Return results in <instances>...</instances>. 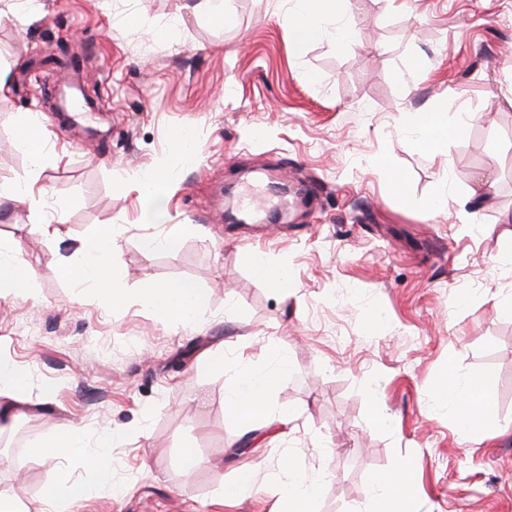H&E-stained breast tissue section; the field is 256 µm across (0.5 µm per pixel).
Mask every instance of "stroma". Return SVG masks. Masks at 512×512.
<instances>
[{
  "label": "stroma",
  "instance_id": "1",
  "mask_svg": "<svg viewBox=\"0 0 512 512\" xmlns=\"http://www.w3.org/2000/svg\"><path fill=\"white\" fill-rule=\"evenodd\" d=\"M10 2L0 188L35 162L21 114H38L51 138L41 208L0 202V244H19L33 272L27 286L0 285V362L29 373L23 430L0 442V491L26 512L68 478L89 489L75 512H280L288 455L324 475L315 512H368L372 478L392 475L415 487L414 512H512V319L497 314L512 307V265L498 261L512 245V0H338L351 40L298 51L292 0ZM74 55L101 109L63 122L49 102ZM426 111L458 129L447 163L399 123ZM158 172L154 222L137 182ZM281 173L286 187L321 190L304 207L282 194L252 223L228 220L250 176ZM472 194L480 205H464ZM46 219L64 240L40 237ZM161 222L194 231L148 247ZM104 225L111 305L61 273L81 271L82 244ZM257 255L287 265L290 294L255 271ZM147 279L193 283L206 313L172 323L141 293ZM371 309L383 316L373 328ZM217 354L223 364L203 368ZM282 360L269 417L244 430L226 388ZM451 369L495 373L498 432L472 437L435 401ZM377 411L387 426L373 424ZM54 420L93 441L120 434L115 493H98L89 458L36 456ZM244 442L250 453L236 454ZM187 448L202 461L191 472ZM246 470L254 491L224 502Z\"/></svg>",
  "mask_w": 512,
  "mask_h": 512
}]
</instances>
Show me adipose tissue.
Masks as SVG:
<instances>
[{
    "instance_id": "adipose-tissue-1",
    "label": "adipose tissue",
    "mask_w": 512,
    "mask_h": 512,
    "mask_svg": "<svg viewBox=\"0 0 512 512\" xmlns=\"http://www.w3.org/2000/svg\"><path fill=\"white\" fill-rule=\"evenodd\" d=\"M336 0H296V7L288 15V23L295 34L296 46L331 38L336 42L348 39L346 25L336 22ZM402 127L414 130L422 146L434 156H443L449 137L455 131L448 125L444 112H404L400 115ZM84 248L88 262L79 278L89 287H104V274L112 266V231L96 228L90 231ZM142 293L156 300L168 319L188 322L207 307V298L192 284L163 288L153 282H144ZM24 370L5 363L0 364V430L10 424L22 409L26 397ZM279 380L276 371L265 368H247L238 382L227 388V407L233 418L244 428L251 429L268 414V394ZM437 398L446 403L459 422L475 436L499 430L500 423L495 399V377L486 372L475 378L462 379L449 375L438 388ZM83 435L64 422L55 423L47 438L35 453L46 461H56L86 453ZM281 469L287 480L281 488V512H313L318 480L294 468L290 460H283Z\"/></svg>"
}]
</instances>
